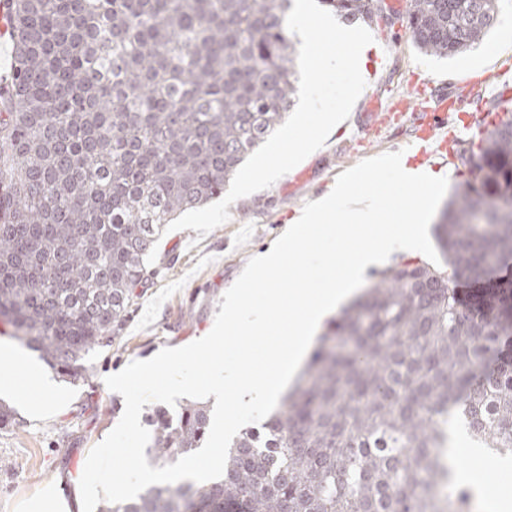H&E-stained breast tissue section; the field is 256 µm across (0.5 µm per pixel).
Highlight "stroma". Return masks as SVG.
<instances>
[{
	"label": "stroma",
	"mask_w": 512,
	"mask_h": 512,
	"mask_svg": "<svg viewBox=\"0 0 512 512\" xmlns=\"http://www.w3.org/2000/svg\"><path fill=\"white\" fill-rule=\"evenodd\" d=\"M409 0H373L365 21L377 47L365 69L375 70L348 119L335 126L326 143L269 188L229 205L228 221L207 235L192 229L164 233L149 266L156 275L136 300L111 346L96 350L81 377L59 375L37 353L25 357L34 373L17 370L14 387L0 394L24 424L0 429V512H55L60 500L70 512H82L79 479L87 456L117 425L121 395L110 391L105 377L129 362L147 360L166 347H180L205 336L220 310L224 293L248 260L265 252L292 224L306 202L330 193L343 171L386 152L415 154L408 123H381L367 103L383 109L412 99V87L432 82L453 96L457 112L480 123L498 101L488 96L480 77L500 79L512 69V37L494 27L484 43L452 59L423 55L413 44L407 24ZM57 395L52 411L37 415L42 383Z\"/></svg>",
	"instance_id": "35a3bbf8"
}]
</instances>
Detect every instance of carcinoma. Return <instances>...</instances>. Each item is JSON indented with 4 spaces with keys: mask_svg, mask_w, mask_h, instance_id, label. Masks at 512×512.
<instances>
[{
    "mask_svg": "<svg viewBox=\"0 0 512 512\" xmlns=\"http://www.w3.org/2000/svg\"><path fill=\"white\" fill-rule=\"evenodd\" d=\"M343 17L370 0H326ZM500 0H410L413 43L481 44ZM294 0H10L0 91V322L77 378L148 286L175 213L224 194L296 105ZM439 217L445 266L406 258L343 309L219 479L152 485L97 512H473L450 484L449 414L512 457V115L459 152ZM461 282L479 283L471 302ZM161 465L201 447L206 405L149 416Z\"/></svg>",
    "mask_w": 512,
    "mask_h": 512,
    "instance_id": "1",
    "label": "carcinoma"
}]
</instances>
